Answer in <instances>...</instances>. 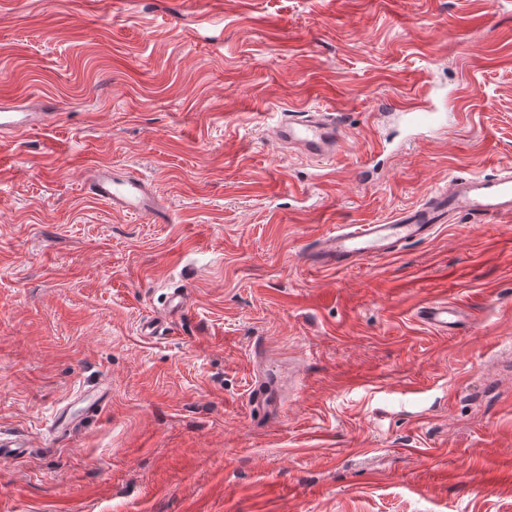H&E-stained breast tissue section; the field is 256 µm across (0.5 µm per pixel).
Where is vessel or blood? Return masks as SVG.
Here are the masks:
<instances>
[{"instance_id":"1","label":"vessel or blood","mask_w":512,"mask_h":512,"mask_svg":"<svg viewBox=\"0 0 512 512\" xmlns=\"http://www.w3.org/2000/svg\"><path fill=\"white\" fill-rule=\"evenodd\" d=\"M46 113L24 101L0 99V143L23 130L43 124ZM275 143L317 161H329L340 151L342 137L332 113L318 110L283 113L271 128ZM90 196L113 210L167 224L172 215L154 193L150 182L116 165L91 168L84 183ZM472 223L512 218V168L490 176L472 175L452 181L448 188L429 193L424 201L399 212L382 224H345L312 241L307 252L310 263L319 269L350 267L386 256L430 239L439 225L457 217ZM420 319L437 333L455 331L465 322L464 312L455 304L438 301L419 312Z\"/></svg>"}]
</instances>
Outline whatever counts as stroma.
I'll use <instances>...</instances> for the list:
<instances>
[{"instance_id": "stroma-1", "label": "stroma", "mask_w": 512, "mask_h": 512, "mask_svg": "<svg viewBox=\"0 0 512 512\" xmlns=\"http://www.w3.org/2000/svg\"><path fill=\"white\" fill-rule=\"evenodd\" d=\"M8 94L57 118L0 171V433L29 444L0 512H512V221L306 260L512 165V0H0ZM427 101L446 130L380 115ZM299 107L340 116L329 164L272 143ZM101 164L172 223L87 195ZM432 301L468 323L436 333ZM190 303V296L188 294L187 289H177L174 290L168 306V321L166 322V326L162 327V325L153 320L144 321L140 325V333L142 336H158L160 334V329L163 328L164 332H167L171 329L172 319L176 316H180L185 308Z\"/></svg>"}]
</instances>
